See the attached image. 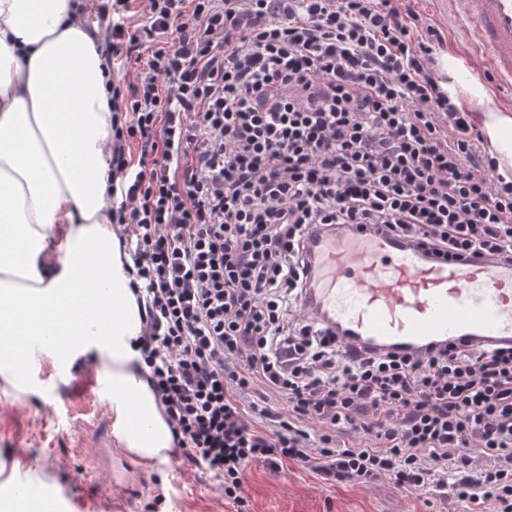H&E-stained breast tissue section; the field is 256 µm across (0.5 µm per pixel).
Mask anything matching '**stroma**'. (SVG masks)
Returning a JSON list of instances; mask_svg holds the SVG:
<instances>
[{"label":"stroma","mask_w":512,"mask_h":512,"mask_svg":"<svg viewBox=\"0 0 512 512\" xmlns=\"http://www.w3.org/2000/svg\"><path fill=\"white\" fill-rule=\"evenodd\" d=\"M413 7L441 32V54L462 58L475 78H483L486 68L472 53L473 34L460 0L443 8L436 0H415ZM36 373L33 393L0 381V499L21 484L50 495L55 512H149L159 495L164 512H234L221 480L205 467L182 457L147 463L117 449L95 355L64 376L45 357ZM247 490L250 512L455 510L448 498L412 496L385 477L364 486H327L293 464L277 474L253 464Z\"/></svg>","instance_id":"1"}]
</instances>
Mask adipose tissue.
<instances>
[{"label":"adipose tissue","instance_id":"ef3b65f1","mask_svg":"<svg viewBox=\"0 0 512 512\" xmlns=\"http://www.w3.org/2000/svg\"><path fill=\"white\" fill-rule=\"evenodd\" d=\"M96 39L77 0H0V379L31 390L23 336H51L44 351L59 368L96 354L114 439L165 462L172 433L133 345L140 311L109 212L112 101ZM442 72L450 101L481 112L499 171L511 170L512 111L461 58L443 56Z\"/></svg>","mask_w":512,"mask_h":512}]
</instances>
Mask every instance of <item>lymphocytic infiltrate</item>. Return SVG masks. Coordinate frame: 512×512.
<instances>
[{"label": "lymphocytic infiltrate", "instance_id": "lymphocytic-infiltrate-1", "mask_svg": "<svg viewBox=\"0 0 512 512\" xmlns=\"http://www.w3.org/2000/svg\"><path fill=\"white\" fill-rule=\"evenodd\" d=\"M98 20L110 212L176 447L236 512L258 461L512 512V344L344 345L306 307L314 234L512 253V182L441 91L434 27L409 0H105Z\"/></svg>", "mask_w": 512, "mask_h": 512}]
</instances>
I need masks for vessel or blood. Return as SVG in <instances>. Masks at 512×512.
Wrapping results in <instances>:
<instances>
[{"label": "vessel or blood", "instance_id": "b4317fda", "mask_svg": "<svg viewBox=\"0 0 512 512\" xmlns=\"http://www.w3.org/2000/svg\"><path fill=\"white\" fill-rule=\"evenodd\" d=\"M483 64L512 86V0H463ZM308 305L343 342L414 349L434 340H512V263L433 261L367 233L311 244Z\"/></svg>", "mask_w": 512, "mask_h": 512}]
</instances>
